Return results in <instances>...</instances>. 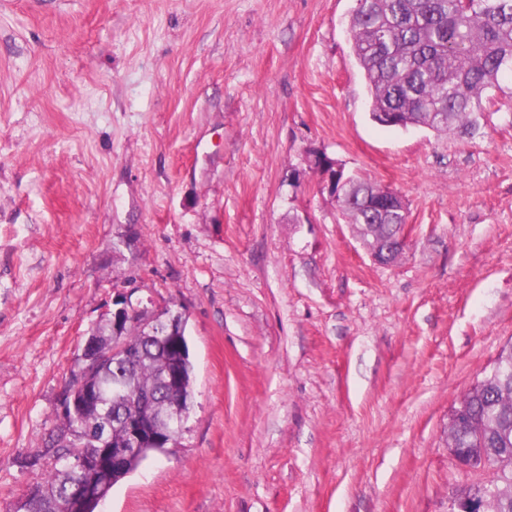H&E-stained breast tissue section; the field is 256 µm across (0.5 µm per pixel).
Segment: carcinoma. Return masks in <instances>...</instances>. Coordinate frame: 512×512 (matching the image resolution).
<instances>
[{"label": "carcinoma", "instance_id": "1", "mask_svg": "<svg viewBox=\"0 0 512 512\" xmlns=\"http://www.w3.org/2000/svg\"><path fill=\"white\" fill-rule=\"evenodd\" d=\"M348 31L375 121L391 113L404 127L472 134L487 100L498 95L512 100V0H356ZM337 197L345 203L341 216L356 231L370 224L383 238L398 234L395 217L384 211L387 189L354 177L337 189ZM93 332L101 347L111 346L108 318H101ZM126 341L139 353L137 360L109 362L88 377L106 418L102 429L115 448L126 447L115 414L128 409V400L142 389L158 395L172 358L159 340L145 335L137 315L126 330ZM496 362L499 371L490 372L458 399L463 413L448 423V447L467 449L472 468L493 471L491 479L468 486L471 494L484 500V512H512V348ZM182 368V402L188 409L194 395L190 357L183 359ZM71 425V418L64 416L41 452L50 467L31 489L34 512H52L75 481L91 491L87 512H95L99 498L149 454L167 452L147 440L130 452L117 476H76L68 464L96 453L99 435L72 437Z\"/></svg>", "mask_w": 512, "mask_h": 512}]
</instances>
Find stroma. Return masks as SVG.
<instances>
[{
  "label": "stroma",
  "mask_w": 512,
  "mask_h": 512,
  "mask_svg": "<svg viewBox=\"0 0 512 512\" xmlns=\"http://www.w3.org/2000/svg\"><path fill=\"white\" fill-rule=\"evenodd\" d=\"M354 0H0V512L86 332L187 316L178 447L96 512H448L452 406L512 344V101L474 136L370 118ZM323 154L396 191L373 261Z\"/></svg>",
  "instance_id": "stroma-1"
}]
</instances>
